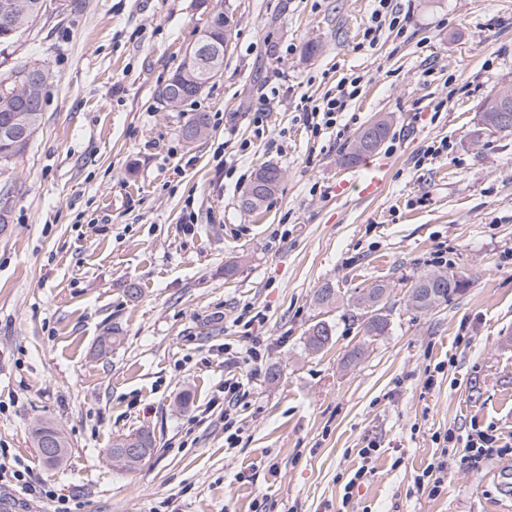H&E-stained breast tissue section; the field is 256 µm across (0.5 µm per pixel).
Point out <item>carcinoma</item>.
<instances>
[{"instance_id": "carcinoma-1", "label": "carcinoma", "mask_w": 512, "mask_h": 512, "mask_svg": "<svg viewBox=\"0 0 512 512\" xmlns=\"http://www.w3.org/2000/svg\"><path fill=\"white\" fill-rule=\"evenodd\" d=\"M42 6L43 0H0V45L7 48L22 36V32L15 33L5 27V19L12 17L19 20L26 30L40 16ZM223 18L224 13H215L197 40V43L211 49L209 56L196 66L188 67L180 63L168 82L159 89L158 98L165 106L176 108L187 100L185 96L178 100L171 97L168 90L172 86L186 85L199 92L213 79L211 71L223 70ZM49 79V72L35 64L20 66L0 78V168L11 166L14 160L21 157L39 129L44 90ZM208 125L207 114L196 113L185 127V139L194 141L203 137ZM486 130L512 132V86L500 88L484 103L474 133L479 136ZM389 134L390 124L386 120L368 125L340 162L348 166L357 163L362 156L374 152ZM280 181L279 169L261 167L242 195L241 207L251 213L262 210L277 191ZM467 286V281L453 271L428 270L421 273L407 291L406 305L413 310L427 312L449 297L464 292ZM385 295V285L378 284L357 302V305L371 309V317L363 327L366 336H381L387 328L386 316L376 312V306ZM332 336V326L318 321L308 328L306 345L311 351L318 352L329 344Z\"/></svg>"}]
</instances>
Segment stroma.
<instances>
[{
  "mask_svg": "<svg viewBox=\"0 0 512 512\" xmlns=\"http://www.w3.org/2000/svg\"><path fill=\"white\" fill-rule=\"evenodd\" d=\"M392 4L402 31L369 47L374 0H45L0 53V76L52 74L38 132L0 174V448L74 512H512V133L472 135L512 84V0ZM221 11L237 21L223 72L164 107L158 89ZM352 73L358 97L311 134L306 108ZM198 112L210 127L191 143ZM376 119L391 125L381 192L335 197L364 170L341 152ZM440 141L447 154L422 160ZM264 165L280 187L245 212ZM440 256L467 290L409 309ZM377 284L389 325L370 338L356 302ZM322 320L333 338L313 352ZM42 422L67 439L61 466L35 446ZM478 430L497 442L476 462ZM138 431L150 460L112 467L106 448ZM371 443L374 469L345 497ZM433 461L436 496L415 482ZM333 336L332 326L325 321H318L310 325L307 330L306 345L313 352L325 348Z\"/></svg>",
  "mask_w": 512,
  "mask_h": 512,
  "instance_id": "stroma-1",
  "label": "stroma"
}]
</instances>
